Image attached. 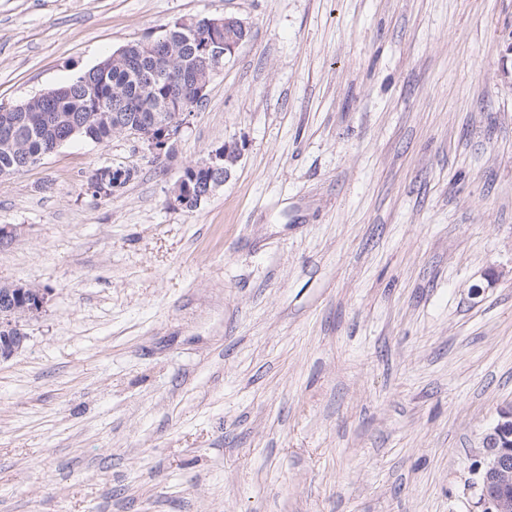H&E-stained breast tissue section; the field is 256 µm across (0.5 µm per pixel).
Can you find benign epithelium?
Returning a JSON list of instances; mask_svg holds the SVG:
<instances>
[{
	"label": "benign epithelium",
	"instance_id": "7a95c632",
	"mask_svg": "<svg viewBox=\"0 0 512 512\" xmlns=\"http://www.w3.org/2000/svg\"><path fill=\"white\" fill-rule=\"evenodd\" d=\"M212 36L226 32L222 49L210 51L211 43L204 44L208 53V65L203 72H188L170 76L172 85L170 109L178 113L177 121L162 125L161 130L154 127L133 128L131 136L136 139L143 153L165 159L170 156L173 141L187 123L190 113L185 110L189 90L201 95L208 87V73L224 68V61L235 55L247 39L249 26L238 17H224L204 22ZM228 150L219 148L209 154L203 168L210 171L215 184H220L231 176L226 167ZM25 283H10L0 286V327L15 331L13 336H0V361L7 360L18 353L27 340L17 313L18 301L24 298ZM482 462L476 474V487L480 494V504L486 512H512V408L499 412V418L489 427L482 439Z\"/></svg>",
	"mask_w": 512,
	"mask_h": 512
}]
</instances>
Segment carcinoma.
<instances>
[{"label": "carcinoma", "mask_w": 512, "mask_h": 512, "mask_svg": "<svg viewBox=\"0 0 512 512\" xmlns=\"http://www.w3.org/2000/svg\"><path fill=\"white\" fill-rule=\"evenodd\" d=\"M174 21L160 27L157 38L171 34L181 39L172 44L171 50L157 53L140 51L128 58L117 53L101 64L84 71L70 82L59 86L61 93L50 101L32 98L28 111L44 116L42 124L30 126L22 122L13 108L0 106V173H20L32 166L53 142L69 134V128L59 122L61 117H71L83 124L76 136L95 142H109L122 135L125 125L149 126L158 121L171 122L176 113L167 110L166 100L171 88L163 73H179L198 64L202 53V40L184 39L190 32L176 28ZM104 103V114L122 113L116 121L100 122L99 113L90 111L96 101ZM125 177L114 184L113 167L98 168L88 182L95 197H109L123 188L134 176L135 169L124 168ZM190 191L186 192L182 209L192 212L203 200L198 187L206 184V174L201 169L186 166L182 172Z\"/></svg>", "instance_id": "cac0c4a2"}]
</instances>
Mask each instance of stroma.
Wrapping results in <instances>:
<instances>
[{"mask_svg":"<svg viewBox=\"0 0 512 512\" xmlns=\"http://www.w3.org/2000/svg\"><path fill=\"white\" fill-rule=\"evenodd\" d=\"M248 41L164 166L0 179V512H481L512 406V0H0V105L181 18ZM241 157L195 211L184 167ZM136 176L107 198L104 165ZM121 169L119 167L113 168L112 165H105L98 168L95 174L88 182V189L92 196L95 197H109L119 189L123 188L136 173L132 167H124L125 177L119 184H114L113 170ZM26 288H29L26 291V300L21 301L24 298V289ZM32 289L34 292H38L40 289V292L37 295V300L30 304L34 296ZM49 295V290L39 287L32 288L30 284L10 283L0 285V327L1 329L7 328L15 331V336H0V361L7 360L18 353L24 347L28 338L17 318V313L19 312V303L17 302H28V305H30L26 308V315L36 316L42 312Z\"/></svg>","mask_w":512,"mask_h":512,"instance_id":"1","label":"stroma"}]
</instances>
